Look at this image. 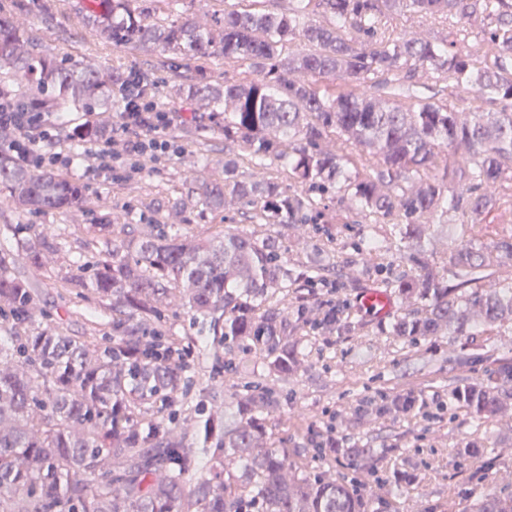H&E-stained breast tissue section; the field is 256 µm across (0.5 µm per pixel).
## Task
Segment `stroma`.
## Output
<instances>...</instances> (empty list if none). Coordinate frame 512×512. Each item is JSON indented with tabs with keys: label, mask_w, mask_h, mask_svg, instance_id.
<instances>
[{
	"label": "stroma",
	"mask_w": 512,
	"mask_h": 512,
	"mask_svg": "<svg viewBox=\"0 0 512 512\" xmlns=\"http://www.w3.org/2000/svg\"><path fill=\"white\" fill-rule=\"evenodd\" d=\"M86 0H65L63 9L48 0H0V11L25 19L34 40L48 54L78 61L93 58L107 68L138 71L157 87H164L171 70L182 72L187 83L221 76L235 78L240 64L211 67L171 57L170 68L158 65L157 57L137 54L109 44L88 51L77 24ZM239 9L276 12L287 0H176L169 8L153 11L155 21L168 22L201 12H223L225 4ZM182 113L171 129L180 151L167 163L146 167L128 181L112 172L87 168L75 160L68 178L83 188L79 208L69 212H27L16 207L0 190V227L7 224H44L53 244L42 269L30 266L15 239L0 236V249L11 254V271L28 280L35 292L33 324L58 327L69 336L107 332V325H92L100 314L95 300H63L56 290L60 278L75 272V261H95L85 242L99 224H121L126 237H135L145 225L169 224L174 232L207 236L219 231H243L279 239L289 262L301 270H318L347 283L348 296L368 288H384L388 279L380 267L359 259L356 246L369 232H385L373 218L341 224L349 213V198L333 194L320 210L326 225H257L249 215L234 210L216 211L200 198L194 177L205 171L213 180L224 178V120L210 114L194 115L189 100L166 101ZM403 309L395 303L385 317H377L348 303L344 328L332 331H299L296 340L300 365L284 389L278 409L266 414L267 431L276 447L287 449L297 470L319 472L325 478L351 477L371 501L386 512H467L471 503L491 490L512 484V399L496 417L477 422L457 392L468 383L490 381L500 364L512 363V325L491 329L475 337L433 336L411 344L393 334L391 326ZM224 356L236 367L234 374H214L209 355L190 356L188 363L200 377H214L224 398H232L243 385L262 374L266 354L255 346L234 343ZM384 393L389 403L416 397L432 405L429 414L418 411L380 413L361 411V398ZM335 425L338 447H327L324 459L313 458L310 438L326 443L328 425ZM484 441L479 454L469 453L470 441ZM373 449L363 459L361 449ZM480 478H473L476 465Z\"/></svg>",
	"instance_id": "stroma-1"
}]
</instances>
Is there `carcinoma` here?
I'll use <instances>...</instances> for the list:
<instances>
[{"label":"carcinoma","instance_id":"obj_1","mask_svg":"<svg viewBox=\"0 0 512 512\" xmlns=\"http://www.w3.org/2000/svg\"><path fill=\"white\" fill-rule=\"evenodd\" d=\"M137 0H112L105 20L78 23L94 46L111 43L146 55L249 62L232 83L174 81L172 101L190 98L199 113L224 115V151L241 147L255 166L277 161L288 183L241 178L224 159V180L199 178L214 210L250 209L261 224H314L322 197L344 192L357 217L391 224L369 236L361 255H387L389 287L404 308L393 333L412 341L473 336L512 321V234L493 246L456 248L443 275L431 262L439 231L465 239L491 207L512 199V0H288L279 12L226 9L204 20L150 21ZM413 13L447 19L441 39L390 28ZM481 29L489 51L462 46ZM297 43L300 48L283 54ZM444 83L442 101L421 96L418 71ZM0 74L34 95L38 112L96 113L95 138L118 108L120 72L89 60L44 55L15 16L0 14ZM0 187L24 210H66L79 185L0 152ZM30 265L43 266L50 242L24 224ZM93 277L64 279L60 293L94 299L112 312V335L30 331V284L0 265V512H371L357 485L320 474H288V451L270 445L261 405L273 409L297 366L299 326H341L326 304L309 319L293 309L253 311L276 291L297 290L311 275L289 264L278 240L248 233L173 235L150 224L139 236L107 241ZM208 345L247 340L267 352L262 385L201 410L193 431L176 432L178 392L193 385L186 360L172 354L197 342L168 332L172 295ZM499 384L457 393L477 421L512 398V364ZM469 512H512V485L480 497Z\"/></svg>","mask_w":512,"mask_h":512}]
</instances>
